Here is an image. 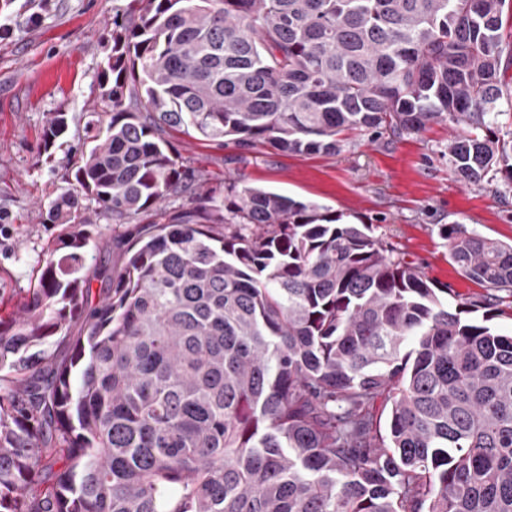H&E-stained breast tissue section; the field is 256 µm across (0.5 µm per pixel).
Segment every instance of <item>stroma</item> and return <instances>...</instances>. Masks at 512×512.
<instances>
[{
    "instance_id": "35a3bbf8",
    "label": "stroma",
    "mask_w": 512,
    "mask_h": 512,
    "mask_svg": "<svg viewBox=\"0 0 512 512\" xmlns=\"http://www.w3.org/2000/svg\"><path fill=\"white\" fill-rule=\"evenodd\" d=\"M130 0H0V320H9L44 267L59 229L49 204L73 181L85 124L105 111L99 73L112 47V18ZM64 112L68 127L44 147L47 117ZM452 126L432 123L399 136L351 134L338 154H298L269 145L199 141L175 130L166 139L208 185L233 179L301 201H315L383 239L433 282L463 297L481 293L449 259L443 224L460 223L512 243V194L495 184H462L444 150ZM127 225L103 217L88 252L108 287L122 264Z\"/></svg>"
}]
</instances>
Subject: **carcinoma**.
<instances>
[{"mask_svg":"<svg viewBox=\"0 0 512 512\" xmlns=\"http://www.w3.org/2000/svg\"><path fill=\"white\" fill-rule=\"evenodd\" d=\"M505 6L132 0L112 17L108 121H87L48 209L54 254L0 321V512H512V244L441 226L486 289L452 305L317 202L229 180L169 207L198 176L163 137L336 154L349 131L446 121L460 181L504 195ZM66 128L53 113L44 145ZM101 214L139 228L95 299Z\"/></svg>","mask_w":512,"mask_h":512,"instance_id":"1","label":"carcinoma"}]
</instances>
